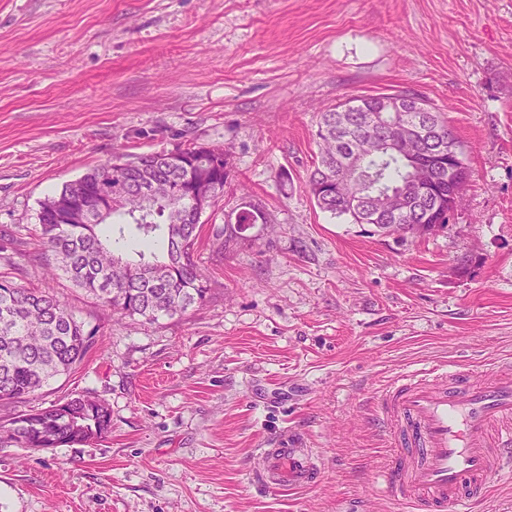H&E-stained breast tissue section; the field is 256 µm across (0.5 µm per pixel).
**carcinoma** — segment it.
Segmentation results:
<instances>
[{
    "label": "carcinoma",
    "instance_id": "1",
    "mask_svg": "<svg viewBox=\"0 0 512 512\" xmlns=\"http://www.w3.org/2000/svg\"><path fill=\"white\" fill-rule=\"evenodd\" d=\"M410 96L407 91L362 95L319 113L315 137L321 153L307 182L322 211L352 224H369L379 235L389 231L402 241L420 236L417 224H448L446 175L417 210L389 221L376 216L390 195L409 187L410 155L434 168L461 151L440 111L435 112L431 142L403 136L405 126L415 125L414 114L382 108ZM371 140L378 146L358 158L368 180L353 185L365 205H355L337 183L357 143ZM178 152V163L168 161L163 151L133 160L116 155L41 201L35 239L46 275L61 273L111 313L138 316L148 325L205 305L210 288L194 260L204 229L196 193L207 189L210 206H215L231 170L225 158L202 144ZM75 210L86 223H71ZM258 223L268 220L253 204L238 210L235 221L209 227L208 238L227 250L249 240L248 231ZM90 346L84 322L58 296L0 272V401L36 394L80 363ZM110 428L103 403L72 397L6 420L0 437L40 451L100 438Z\"/></svg>",
    "mask_w": 512,
    "mask_h": 512
}]
</instances>
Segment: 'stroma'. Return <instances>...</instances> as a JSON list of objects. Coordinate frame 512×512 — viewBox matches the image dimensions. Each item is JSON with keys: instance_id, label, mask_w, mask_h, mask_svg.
<instances>
[{"instance_id": "stroma-1", "label": "stroma", "mask_w": 512, "mask_h": 512, "mask_svg": "<svg viewBox=\"0 0 512 512\" xmlns=\"http://www.w3.org/2000/svg\"><path fill=\"white\" fill-rule=\"evenodd\" d=\"M411 90L448 117L471 172L451 230L400 243L315 206L317 114ZM220 146L202 216L241 201L277 232L218 253L211 297L153 325L112 321L45 277L40 203L122 154ZM471 255V275L448 269ZM58 295L94 333L69 375L0 402V422L104 403L102 438L0 444V512H409L369 412L400 373L512 362V0H0V272ZM316 449L310 488L253 479L261 451Z\"/></svg>"}]
</instances>
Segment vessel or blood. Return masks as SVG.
Listing matches in <instances>:
<instances>
[{
	"label": "vessel or blood",
	"instance_id": "vessel-or-blood-1",
	"mask_svg": "<svg viewBox=\"0 0 512 512\" xmlns=\"http://www.w3.org/2000/svg\"><path fill=\"white\" fill-rule=\"evenodd\" d=\"M401 439L391 452L390 495L417 512H470L491 478L512 472V366L480 375L444 367L402 374L381 396ZM259 480L276 489L310 486L312 449L264 450Z\"/></svg>",
	"mask_w": 512,
	"mask_h": 512
}]
</instances>
